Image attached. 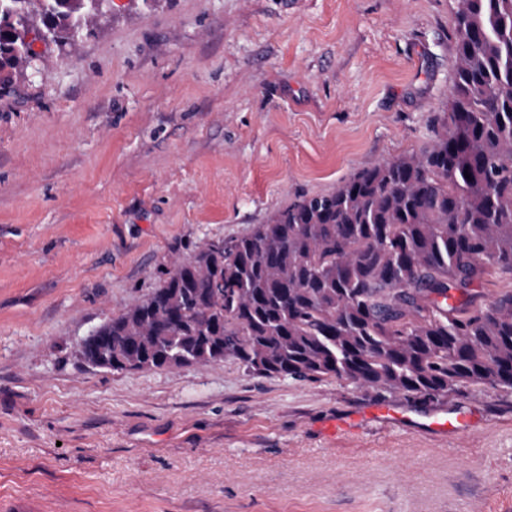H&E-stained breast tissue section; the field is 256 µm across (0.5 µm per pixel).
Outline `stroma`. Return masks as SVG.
Here are the masks:
<instances>
[{
  "mask_svg": "<svg viewBox=\"0 0 512 512\" xmlns=\"http://www.w3.org/2000/svg\"><path fill=\"white\" fill-rule=\"evenodd\" d=\"M453 0H112L0 95V512H512V395L379 402L78 344L171 258L424 147ZM470 413L409 435L379 406Z\"/></svg>",
  "mask_w": 512,
  "mask_h": 512,
  "instance_id": "obj_1",
  "label": "stroma"
}]
</instances>
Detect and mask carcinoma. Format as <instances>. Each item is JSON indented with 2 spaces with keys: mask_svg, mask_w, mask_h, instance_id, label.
<instances>
[{
  "mask_svg": "<svg viewBox=\"0 0 512 512\" xmlns=\"http://www.w3.org/2000/svg\"><path fill=\"white\" fill-rule=\"evenodd\" d=\"M455 3L448 111L425 148L173 259L157 288L97 327L86 363L132 372L230 359L252 375L421 405L469 386L511 395L512 290L484 303L472 288L512 281V0ZM105 9L0 0V73L31 65L27 34L73 46Z\"/></svg>",
  "mask_w": 512,
  "mask_h": 512,
  "instance_id": "carcinoma-1",
  "label": "carcinoma"
}]
</instances>
